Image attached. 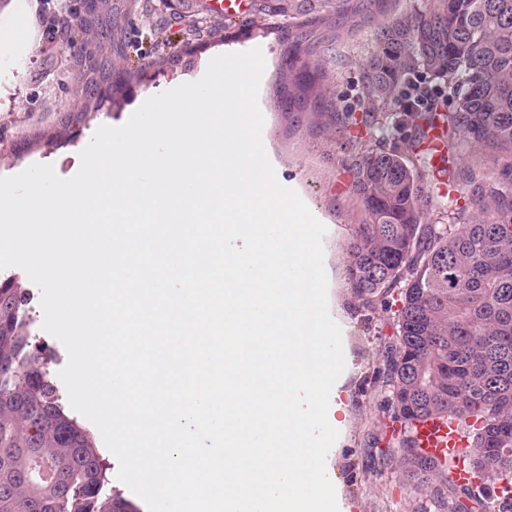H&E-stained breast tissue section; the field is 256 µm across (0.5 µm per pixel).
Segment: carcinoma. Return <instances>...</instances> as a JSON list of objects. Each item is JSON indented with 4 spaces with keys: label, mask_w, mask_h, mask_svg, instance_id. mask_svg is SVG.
Here are the masks:
<instances>
[{
    "label": "carcinoma",
    "mask_w": 512,
    "mask_h": 512,
    "mask_svg": "<svg viewBox=\"0 0 512 512\" xmlns=\"http://www.w3.org/2000/svg\"><path fill=\"white\" fill-rule=\"evenodd\" d=\"M126 0H95L80 17L82 86L77 115L102 102L100 89L123 94L140 69L123 52L118 20ZM391 0H252L251 24L286 44L275 89L285 111L311 105L328 126L364 127L346 160L365 219L354 227L347 280L370 308L395 310V342L380 373L389 410L401 425L389 461L421 484L448 486V512H487L461 488L453 465L423 454L411 436L418 421L448 415L469 432L472 464L491 481L512 483V0H422L390 16ZM383 17L362 64L367 108L359 116L326 95V50L360 20ZM426 74L443 94L409 104V76ZM443 113L448 185L436 198L428 160L386 148L392 132L421 138ZM493 167H488L485 159ZM435 212L444 224L427 221ZM29 294L0 280V512H116L107 467L89 433L65 414L40 348L30 335ZM483 419L479 432L466 419ZM39 461L54 477L33 475Z\"/></svg>",
    "instance_id": "cac0c4a2"
}]
</instances>
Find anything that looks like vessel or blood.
<instances>
[{
	"instance_id": "vessel-or-blood-1",
	"label": "vessel or blood",
	"mask_w": 512,
	"mask_h": 512,
	"mask_svg": "<svg viewBox=\"0 0 512 512\" xmlns=\"http://www.w3.org/2000/svg\"><path fill=\"white\" fill-rule=\"evenodd\" d=\"M418 443L425 454L452 459L453 478L457 484L467 487L481 486L482 481L471 467L464 450L469 440L451 419L433 418L421 422L417 431Z\"/></svg>"
}]
</instances>
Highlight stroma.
I'll return each mask as SVG.
<instances>
[{
    "instance_id": "1",
    "label": "stroma",
    "mask_w": 512,
    "mask_h": 512,
    "mask_svg": "<svg viewBox=\"0 0 512 512\" xmlns=\"http://www.w3.org/2000/svg\"><path fill=\"white\" fill-rule=\"evenodd\" d=\"M78 0H0V177L35 163L53 165L69 178L80 167V152L99 126L123 125L144 97L196 81L220 54L261 49L265 59L258 105L264 116L262 143L278 180L297 192L324 224V269L328 308L339 325L345 369L341 375L346 413L328 452L337 487L339 512H448L447 495L435 486H418L403 470L384 465L394 425L386 405L387 390L379 375L381 352L395 334L394 314L368 309L345 280L353 227L364 218L349 172L343 165L351 137L328 129L323 114L285 112L274 96V77L282 46L244 19L230 22L223 39L201 37L194 67H186V37L180 27L157 32L155 19L135 12L123 15V47L132 65L146 71L131 80L117 101H104L78 124L81 135L69 141L58 130L75 112L79 82L74 61L77 45H62L61 19L73 14ZM373 24L361 25L337 38L331 53L333 80L328 87L339 107L359 113L365 103L361 62L372 50Z\"/></svg>"
}]
</instances>
